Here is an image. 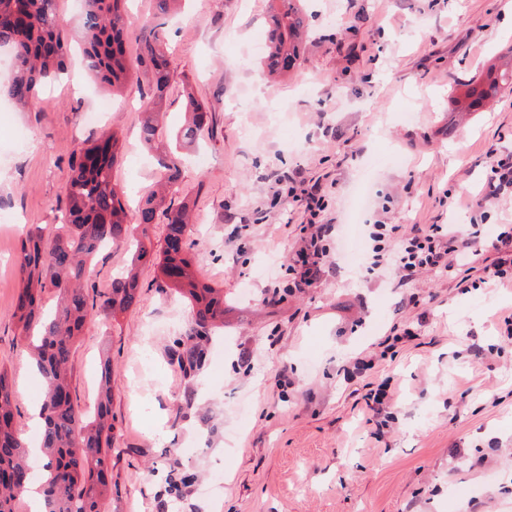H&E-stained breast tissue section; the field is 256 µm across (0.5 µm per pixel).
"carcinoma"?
<instances>
[{
    "instance_id": "obj_1",
    "label": "carcinoma",
    "mask_w": 512,
    "mask_h": 512,
    "mask_svg": "<svg viewBox=\"0 0 512 512\" xmlns=\"http://www.w3.org/2000/svg\"><path fill=\"white\" fill-rule=\"evenodd\" d=\"M268 53L264 59L270 76H288L301 58L306 37L305 16L298 0H269ZM32 21L19 29L0 23V47L12 52L13 76L0 86V96L25 106L38 98L40 90L60 72L70 49V31L57 10V0H29ZM84 55L95 78L114 88L130 76L124 44L126 0H83ZM141 63L150 74L152 106L141 122L144 146L173 154L185 144L196 142L214 131L208 109L189 100L188 125L162 139L159 104L171 74L166 40L161 27L148 19L139 34ZM462 103L478 110L486 100L512 89V59L492 69L483 78L462 85ZM121 151L115 133L81 143L66 183L64 224L47 237L41 227L30 229L21 243L16 266L23 283L12 318L17 320L22 341L35 361L44 389L40 412L43 431L40 448L46 457L47 478L43 482L47 512H102L112 492L109 467L112 451V360L103 357L99 401L87 419L72 393L73 348L81 336L89 312L98 310L116 318L140 298L137 270L149 257L145 240L163 198H144L131 218L124 202L125 191L112 183V166ZM166 171L164 187L178 184L179 167L159 157ZM166 246L162 248L159 272L168 286L184 294L195 312L196 322L205 326L224 318V294L203 281L194 269L187 250L170 252L168 243L185 238L189 224L186 207L168 210ZM106 243L127 244L133 249L127 272L112 278L107 291H86L87 263ZM50 286L58 294L56 311L47 315L38 303V291ZM13 389L4 367H0V512H13L14 499L22 487L9 480L12 475L30 479L27 446L13 422Z\"/></svg>"
}]
</instances>
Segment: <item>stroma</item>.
Returning a JSON list of instances; mask_svg holds the SVG:
<instances>
[{"mask_svg": "<svg viewBox=\"0 0 512 512\" xmlns=\"http://www.w3.org/2000/svg\"><path fill=\"white\" fill-rule=\"evenodd\" d=\"M152 0H129L119 92L73 48L67 82L22 112L0 98V365L15 389L14 424L30 439L38 376L12 318L14 264L32 226L54 230L77 146L118 132L112 178L130 207L161 172L139 139L150 103L138 33ZM267 0H193L164 18L171 82L164 128L184 121L186 88L213 115L214 135L182 162L168 207L191 201L189 253L224 291V324L199 327L189 301L153 264L140 301L119 318L89 316L72 387L92 414L102 351L112 389V495L105 512H512V285L485 286L493 241L512 202L477 205L488 154H512V91L457 111L460 84L512 52V0H304L312 31L299 66L275 81L252 45ZM99 115L97 125L86 122ZM285 171L329 192L336 267L288 289L307 216L272 198ZM368 184L361 224L479 228L466 278L428 271L407 284L365 269L364 233L343 246L349 194ZM456 196L458 212L445 199ZM288 231H281V224ZM250 225L245 238L236 227ZM129 254L100 250L87 273L105 291ZM284 287L264 299L267 284Z\"/></svg>", "mask_w": 512, "mask_h": 512, "instance_id": "1", "label": "stroma"}]
</instances>
